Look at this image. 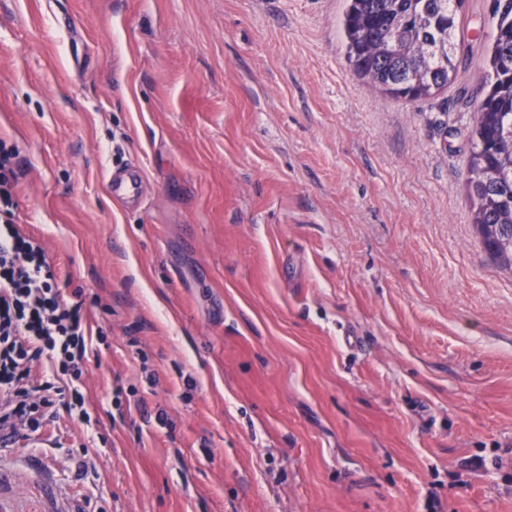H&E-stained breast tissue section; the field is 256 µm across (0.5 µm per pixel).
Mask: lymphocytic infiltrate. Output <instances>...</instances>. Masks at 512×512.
<instances>
[{
  "label": "lymphocytic infiltrate",
  "instance_id": "lymphocytic-infiltrate-1",
  "mask_svg": "<svg viewBox=\"0 0 512 512\" xmlns=\"http://www.w3.org/2000/svg\"><path fill=\"white\" fill-rule=\"evenodd\" d=\"M15 149L0 143V430L38 431L59 413L83 426L92 415L79 386L87 324L69 302L41 242L14 224Z\"/></svg>",
  "mask_w": 512,
  "mask_h": 512
}]
</instances>
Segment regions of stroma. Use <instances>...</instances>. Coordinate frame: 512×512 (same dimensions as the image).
<instances>
[{
	"label": "stroma",
	"mask_w": 512,
	"mask_h": 512,
	"mask_svg": "<svg viewBox=\"0 0 512 512\" xmlns=\"http://www.w3.org/2000/svg\"><path fill=\"white\" fill-rule=\"evenodd\" d=\"M489 8L403 101L345 0H0L15 222L99 354L96 425L0 434V512H512V271L467 185ZM142 182L136 171L128 173L126 177L110 178L108 189L113 195L128 200H134L141 194Z\"/></svg>",
	"instance_id": "1"
}]
</instances>
